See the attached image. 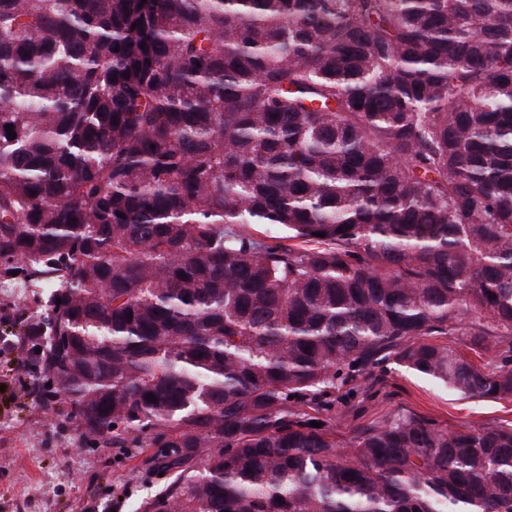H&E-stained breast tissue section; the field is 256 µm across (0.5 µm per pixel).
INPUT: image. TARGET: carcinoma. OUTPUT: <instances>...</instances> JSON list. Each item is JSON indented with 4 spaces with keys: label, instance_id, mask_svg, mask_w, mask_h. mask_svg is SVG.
<instances>
[{
    "label": "carcinoma",
    "instance_id": "carcinoma-1",
    "mask_svg": "<svg viewBox=\"0 0 512 512\" xmlns=\"http://www.w3.org/2000/svg\"><path fill=\"white\" fill-rule=\"evenodd\" d=\"M0 278L142 512H512V426L293 409L388 348L512 400L426 341L512 338V0H0Z\"/></svg>",
    "mask_w": 512,
    "mask_h": 512
}]
</instances>
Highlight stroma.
Segmentation results:
<instances>
[{
    "instance_id": "stroma-1",
    "label": "stroma",
    "mask_w": 512,
    "mask_h": 512,
    "mask_svg": "<svg viewBox=\"0 0 512 512\" xmlns=\"http://www.w3.org/2000/svg\"><path fill=\"white\" fill-rule=\"evenodd\" d=\"M27 288L0 279V512H136L164 482L147 448H90L41 408L20 316L40 318ZM301 413L352 445L363 432L410 415L441 430L512 425V401L464 398L406 370L392 352L352 372L326 406Z\"/></svg>"
}]
</instances>
